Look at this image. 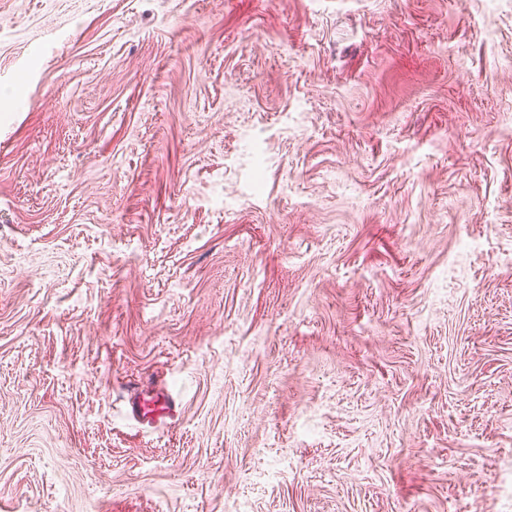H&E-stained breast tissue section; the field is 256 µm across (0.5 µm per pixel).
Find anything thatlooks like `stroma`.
<instances>
[{"mask_svg": "<svg viewBox=\"0 0 512 512\" xmlns=\"http://www.w3.org/2000/svg\"><path fill=\"white\" fill-rule=\"evenodd\" d=\"M0 512H512V0H0ZM132 411L139 414L146 422L156 423L171 418L175 412V403L158 394L140 393L134 398Z\"/></svg>", "mask_w": 512, "mask_h": 512, "instance_id": "stroma-1", "label": "stroma"}]
</instances>
